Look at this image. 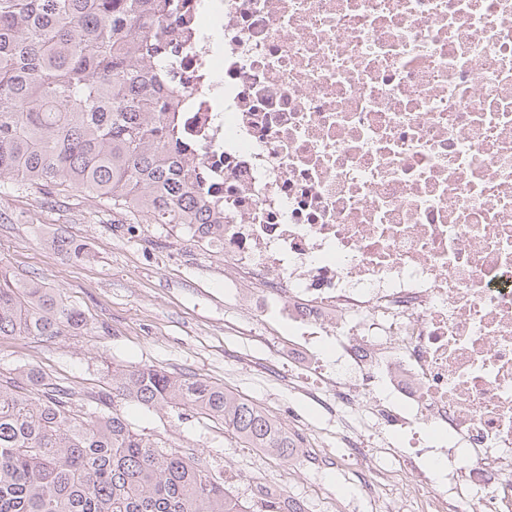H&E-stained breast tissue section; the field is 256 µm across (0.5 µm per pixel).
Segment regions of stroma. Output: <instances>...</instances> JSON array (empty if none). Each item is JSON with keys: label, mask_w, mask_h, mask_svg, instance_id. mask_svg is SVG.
Segmentation results:
<instances>
[{"label": "stroma", "mask_w": 512, "mask_h": 512, "mask_svg": "<svg viewBox=\"0 0 512 512\" xmlns=\"http://www.w3.org/2000/svg\"><path fill=\"white\" fill-rule=\"evenodd\" d=\"M65 234L85 259L56 250ZM0 271L36 278L84 312L88 333L53 340L0 337V373L25 368L91 394L116 368L154 366L196 375L255 401L295 439L290 460L252 448L220 424L188 410H146L117 401L116 410L142 432L208 461L241 502L266 492L321 512L328 497L356 494L335 472L313 473L306 451L335 455L339 443L318 407L290 392L286 370L262 372L271 353L261 339H287V329L245 310L224 290V256L167 224H134L80 191L17 188L0 181Z\"/></svg>", "instance_id": "obj_1"}]
</instances>
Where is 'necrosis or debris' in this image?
<instances>
[{
  "mask_svg": "<svg viewBox=\"0 0 512 512\" xmlns=\"http://www.w3.org/2000/svg\"><path fill=\"white\" fill-rule=\"evenodd\" d=\"M160 69L260 291L344 432L335 512H512V0H179Z\"/></svg>",
  "mask_w": 512,
  "mask_h": 512,
  "instance_id": "necrosis-or-debris-1",
  "label": "necrosis or debris"
}]
</instances>
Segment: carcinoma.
<instances>
[{"mask_svg": "<svg viewBox=\"0 0 512 512\" xmlns=\"http://www.w3.org/2000/svg\"><path fill=\"white\" fill-rule=\"evenodd\" d=\"M173 0H0V178L75 189L128 219L198 241L224 226L192 178L169 113L180 90L151 68ZM37 279L0 273V337L52 340L87 329ZM120 398L192 409L287 460L297 444L253 401L195 375L112 371L94 395L29 368L0 374V512H304L287 498L246 506L207 461L131 426Z\"/></svg>", "mask_w": 512, "mask_h": 512, "instance_id": "carcinoma-1", "label": "carcinoma"}]
</instances>
